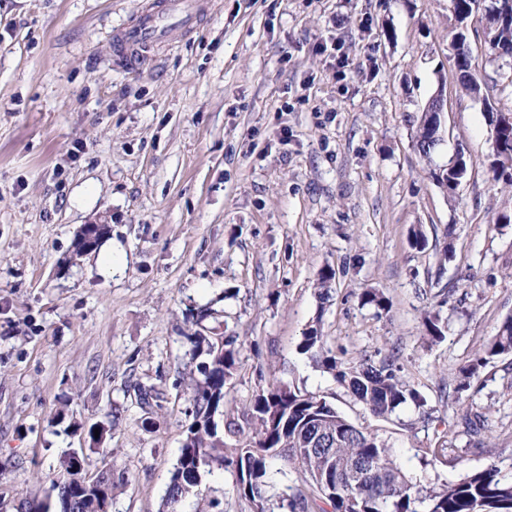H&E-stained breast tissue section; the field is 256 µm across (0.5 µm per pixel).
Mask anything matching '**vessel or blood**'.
<instances>
[{
  "label": "vessel or blood",
  "instance_id": "vessel-or-blood-1",
  "mask_svg": "<svg viewBox=\"0 0 512 512\" xmlns=\"http://www.w3.org/2000/svg\"><path fill=\"white\" fill-rule=\"evenodd\" d=\"M195 0H150L132 24L116 30L114 48L118 60L133 65L150 51L173 45L198 23Z\"/></svg>",
  "mask_w": 512,
  "mask_h": 512
}]
</instances>
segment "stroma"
Here are the masks:
<instances>
[{
	"mask_svg": "<svg viewBox=\"0 0 512 512\" xmlns=\"http://www.w3.org/2000/svg\"><path fill=\"white\" fill-rule=\"evenodd\" d=\"M147 2L0 0V512L51 495L71 451L84 475L111 473V512H159L191 406L185 316L204 308L203 326L244 342L230 405L276 383L327 396L426 486L512 471V355L455 389L512 316V223L496 220L512 189L489 170L512 58L490 51L482 15L467 21L479 101L457 82L450 0H198L196 32L122 66L112 35ZM438 91L444 142L426 158L416 131ZM458 153L450 195L431 173ZM99 221V251L123 256L108 271L74 254ZM317 319L341 360L397 351L431 421L368 414L300 353ZM466 413L484 419L481 447ZM110 232L108 224H86L80 230L75 242V250L83 253L92 252L97 243Z\"/></svg>",
	"mask_w": 512,
	"mask_h": 512,
	"instance_id": "35a3bbf8",
	"label": "stroma"
}]
</instances>
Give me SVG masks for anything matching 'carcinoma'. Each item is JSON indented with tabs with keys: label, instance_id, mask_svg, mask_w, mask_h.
Returning <instances> with one entry per match:
<instances>
[{
	"label": "carcinoma",
	"instance_id": "carcinoma-1",
	"mask_svg": "<svg viewBox=\"0 0 512 512\" xmlns=\"http://www.w3.org/2000/svg\"><path fill=\"white\" fill-rule=\"evenodd\" d=\"M480 4L481 0H455V15L463 21ZM484 19L490 33L500 29L509 33V38L490 43V50L512 57V13L493 0L485 8ZM455 60L460 88L471 97L482 94V85L470 73V52H456ZM416 142L426 157L439 146L425 123L420 125ZM335 278L329 266L317 273L320 304L332 298ZM361 299L379 313L389 310L390 301L380 291H366ZM423 326L432 341L444 339L438 315L425 314ZM183 338L195 363L190 372L192 408L162 512H172L189 496L200 498L203 507L199 512H223L221 502L202 495L200 489L203 473L216 465L233 469L241 512L285 508L289 512H512V472L505 473L491 463L456 482L424 487L407 476L386 440L346 419L324 396L273 384L259 391L248 405L228 407L227 385L238 371L239 337L191 328ZM299 349L333 375L371 416L389 418L411 404L421 411V419L431 418L424 410L426 399L398 374L394 356L341 361L327 345L321 317L304 331ZM508 354H512V316L483 343L471 363L459 369V388L468 386L490 360ZM275 459L304 476L302 485L278 497L270 493Z\"/></svg>",
	"mask_w": 512,
	"mask_h": 512
}]
</instances>
